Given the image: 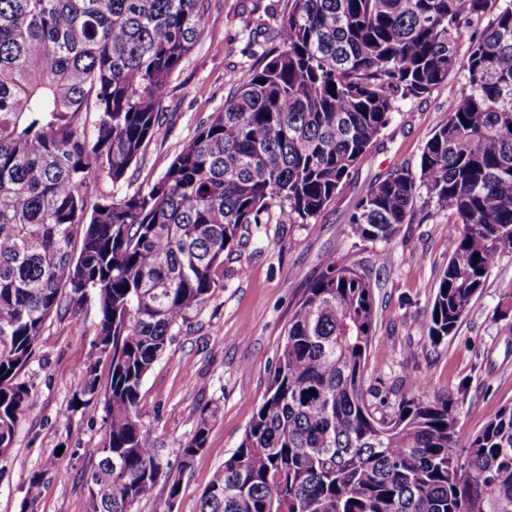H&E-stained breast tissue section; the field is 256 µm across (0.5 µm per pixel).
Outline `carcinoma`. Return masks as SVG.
Listing matches in <instances>:
<instances>
[{
	"instance_id": "obj_1",
	"label": "carcinoma",
	"mask_w": 512,
	"mask_h": 512,
	"mask_svg": "<svg viewBox=\"0 0 512 512\" xmlns=\"http://www.w3.org/2000/svg\"><path fill=\"white\" fill-rule=\"evenodd\" d=\"M496 2L292 0L278 48L247 78L229 74L223 110L164 174L98 196L91 180L121 186L159 133L209 2L0 0V451L29 407L21 374L45 323L70 316L84 331L76 314L91 297L99 320L73 404L103 400L105 427L86 512H137L159 484L173 504L221 408L201 411L173 467L143 427L141 387L173 331L224 287V252L272 202L290 224L322 214L398 104L459 71L419 173L371 184L349 219L352 237L388 244L416 200L448 213L427 331L435 345L456 331L512 254V0ZM374 318L371 283L327 261L198 512H512V405L465 443L453 403L423 376L380 410L364 390Z\"/></svg>"
}]
</instances>
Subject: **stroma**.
<instances>
[{
  "label": "stroma",
  "mask_w": 512,
  "mask_h": 512,
  "mask_svg": "<svg viewBox=\"0 0 512 512\" xmlns=\"http://www.w3.org/2000/svg\"><path fill=\"white\" fill-rule=\"evenodd\" d=\"M292 0H211L203 37L170 79L161 134L146 147L122 189L157 181L173 158L224 106L227 75L245 77L273 49L268 31ZM464 84L454 72L430 95L401 103L390 125L356 165L335 202L305 224H283L278 206L261 223L245 225L242 242L224 255V286L174 336L141 389L142 423L166 461L188 437L210 402L223 408L203 451L185 472L173 512H197L213 472L237 448L266 393L292 312L329 256L348 260L374 285V338L366 385L394 400L405 378L429 376L436 393L452 397L461 438L475 435L512 405V313L497 306L512 290V255L502 257L454 335L432 345L427 316L448 264L451 226L446 212L416 203L407 224L387 244L361 242L348 217L368 186L398 167L417 168L450 99ZM48 321L44 341L21 377L33 398L13 445L0 453V512H23L29 477L44 474L36 512H85L82 475L103 433L102 409L77 410L98 310Z\"/></svg>",
  "instance_id": "obj_1"
}]
</instances>
